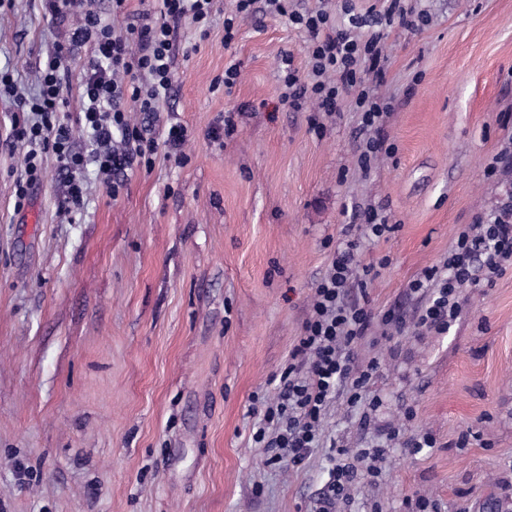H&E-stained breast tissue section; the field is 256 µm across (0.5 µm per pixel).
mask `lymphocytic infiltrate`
<instances>
[{"mask_svg":"<svg viewBox=\"0 0 512 512\" xmlns=\"http://www.w3.org/2000/svg\"><path fill=\"white\" fill-rule=\"evenodd\" d=\"M213 0H158L160 17L119 32L92 8H85L68 43L57 44L40 71L37 93L20 97L7 72H0V97L18 99L20 113L12 125V139L26 149L24 173L14 185L15 202L24 206L31 190L44 175L47 156H54L69 179L67 204L84 205L85 186L78 174L95 166L111 196L126 185L124 175L133 167L151 168L160 146L178 148L186 139L183 126L172 125L164 138L145 136L131 123L130 112H156L160 99L173 83L177 29L184 17L206 28ZM288 17L309 36L306 73L284 64L280 81L281 102L293 110L312 105L314 111L335 112L342 93H355L354 107L368 138L360 155L362 164L386 152L382 118L388 107L363 87L364 71H377L381 53L380 33L355 35L336 28L324 10H289L288 0H234L224 18V40L232 42L238 18L256 9ZM93 43V54L79 68H72V47ZM78 93L82 108L78 126L62 117L71 93ZM82 128L92 142L90 154L73 148L74 130ZM359 240L347 241L328 274L315 289L312 310L301 336L280 374L274 402L265 406L255 443L271 449V463H301L320 441L322 416L339 386H346L351 403L362 393L378 369L377 362L358 365L355 349L373 320L359 303L348 302L350 292L365 294L366 279L354 276L351 261ZM512 261V200L501 203L494 220L474 225L459 235L443 266L426 268L409 290L424 296L416 325L427 331L448 330L459 315L462 290L477 273L494 278Z\"/></svg>","mask_w":512,"mask_h":512,"instance_id":"lymphocytic-infiltrate-1","label":"lymphocytic infiltrate"}]
</instances>
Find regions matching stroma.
<instances>
[{
  "mask_svg": "<svg viewBox=\"0 0 512 512\" xmlns=\"http://www.w3.org/2000/svg\"><path fill=\"white\" fill-rule=\"evenodd\" d=\"M291 3L340 29L379 25L373 89L394 152L370 168L353 95L316 117L280 102L283 57L306 68L305 33L259 12L225 44L232 0H214L208 32L182 19L173 86L141 119L156 137L180 123L185 144L129 171L115 198L87 167L79 215L59 211L51 157L16 209L17 107L0 99V512H320L341 448L384 455L331 512H412L420 496L433 512H512V264L464 288L445 333L417 327L408 289L512 197L511 170L487 173L512 155V0H405L428 18L417 29L386 20L384 0ZM72 24L44 0H0V69L24 95ZM232 61L227 90L216 80ZM227 112L235 132L208 139ZM367 209L391 227L352 265L373 268L357 358L380 363L378 405L338 388L318 448L286 469L253 441L255 409ZM425 435L432 447L407 448Z\"/></svg>",
  "mask_w": 512,
  "mask_h": 512,
  "instance_id": "1",
  "label": "stroma"
}]
</instances>
